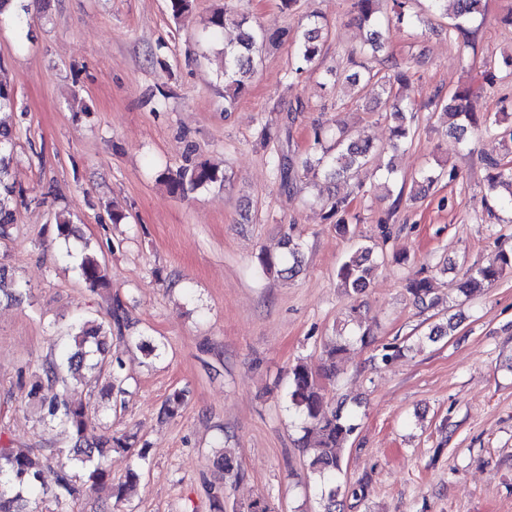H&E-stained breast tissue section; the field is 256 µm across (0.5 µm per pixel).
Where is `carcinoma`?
Here are the masks:
<instances>
[{"mask_svg":"<svg viewBox=\"0 0 512 512\" xmlns=\"http://www.w3.org/2000/svg\"><path fill=\"white\" fill-rule=\"evenodd\" d=\"M171 16L175 20L184 19L193 11L194 0H168ZM380 0H355L353 21L366 29L365 40L359 48V54L371 51L378 53L384 49L378 26L409 23L412 20L408 12L411 0H391L392 15L378 16ZM432 15L448 14V4H453V23L449 29L461 32L480 12L482 0H427ZM235 25L239 29L237 41L224 44L220 52V69L224 76V105L232 107L248 88L247 82L253 75L260 59L262 49L267 43L293 44V66L290 75H298L316 65L323 50L325 27L322 17L312 14L304 29L291 33L288 29H279L272 33L262 27H253L245 13L236 14ZM366 82L380 83L381 105L389 112L394 121V130L390 149L398 152L407 142L414 120V104L405 103L393 94V85L408 80L405 71L393 76H378L370 68L365 73L358 71L336 76V80H345L351 86H357L361 77ZM468 92H455L446 100L431 99L429 105L458 118L451 127L458 132V141L464 142L467 124L476 123L473 113L468 111ZM17 131L0 123V235L11 234L17 221L18 206L24 203L25 189L21 182L12 177L7 159L17 145ZM372 146L350 135L348 128L341 122L334 125H320L314 131V150L301 162L302 173L321 177L334 182L341 178H351L359 168L368 162ZM275 177L280 185L287 187L293 163L285 153H278L270 160ZM493 173L488 178V190L495 192L499 187L508 189V195L495 198V203L503 208H512V167L497 159L489 161ZM229 182L226 172L196 156V148L188 146L184 164L170 171L166 177L169 191L185 196L199 188L213 185L223 186ZM326 219L333 221L340 233L348 231L353 219L350 202L345 196L332 195L327 198ZM56 238L68 241L75 230L72 220L64 213L55 215ZM284 255L279 262L272 258L262 259L266 271H273L282 278H293L302 269L301 245L288 237L283 242ZM66 258L73 260L80 278L90 288L106 287L109 274L98 252L84 245L77 252H66ZM373 250L360 246L350 252L337 270L340 285L347 289L350 297L365 291L373 272ZM512 270V254L500 255L496 266L479 267L466 274L459 284L458 291L468 295L477 289L498 281L503 274ZM406 292L412 302L429 309L438 302L432 296L430 282L425 277L408 280ZM22 296L20 286L8 275L6 268H0V299H17ZM129 327L125 306L118 297L111 301L104 317L87 319L75 323L63 340L57 353L46 359L39 372L29 381V396L39 405L41 418L58 422L70 436L71 447L67 461L53 465L54 453L45 454L40 448L0 446V512H36L46 484H52V497L56 512H70L86 484L95 486L106 481L109 473L103 466L104 456L112 449L129 452L137 447L134 437L121 434L97 435L94 433L92 418L88 406L72 401L68 395L66 376L77 374L84 369L97 371L107 377V387L112 390L121 383L122 360L120 352L112 349V339L125 338L124 330ZM351 341L335 339L323 351L322 372L329 380L336 379L339 371V358L349 349ZM290 385L287 394L288 408L292 409L301 421L303 436L301 449L306 457L308 469L315 477L319 512H339V497L350 496L361 501L367 497L368 482L360 480L342 486L337 478L343 472L344 459L342 448L357 430L352 416L343 413L339 407L325 402L322 385L317 375L299 361L289 368ZM186 391L174 390L166 399L163 413L169 417L178 415L183 407ZM213 465L224 471V484L212 486L209 497L216 512H224V499L227 485L237 484L247 476L246 471L235 456L227 449L215 455Z\"/></svg>","mask_w":512,"mask_h":512,"instance_id":"1","label":"carcinoma"}]
</instances>
